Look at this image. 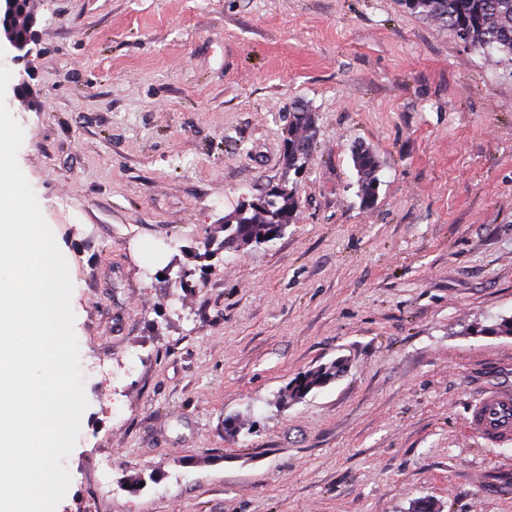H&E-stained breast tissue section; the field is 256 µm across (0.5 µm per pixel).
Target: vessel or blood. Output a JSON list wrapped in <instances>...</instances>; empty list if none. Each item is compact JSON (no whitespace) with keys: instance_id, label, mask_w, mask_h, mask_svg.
I'll return each instance as SVG.
<instances>
[{"instance_id":"obj_1","label":"vessel or blood","mask_w":512,"mask_h":512,"mask_svg":"<svg viewBox=\"0 0 512 512\" xmlns=\"http://www.w3.org/2000/svg\"><path fill=\"white\" fill-rule=\"evenodd\" d=\"M468 429L492 443L512 440V388L492 387L469 406Z\"/></svg>"}]
</instances>
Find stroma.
<instances>
[{
  "mask_svg": "<svg viewBox=\"0 0 512 512\" xmlns=\"http://www.w3.org/2000/svg\"><path fill=\"white\" fill-rule=\"evenodd\" d=\"M29 11L31 59L0 65L29 73L6 103L71 272L88 401L57 512H512V441L465 427L512 385V336L486 332L512 316V68L402 0ZM299 110L316 140L294 171ZM281 185L293 224L221 248L225 215ZM288 123V168H300L308 160L314 138V122L310 112H293ZM298 162L301 164L298 165ZM352 159L361 184L362 199L365 203H370L379 184L377 160L372 153L362 147L354 150Z\"/></svg>",
  "mask_w": 512,
  "mask_h": 512,
  "instance_id": "stroma-1",
  "label": "stroma"
}]
</instances>
